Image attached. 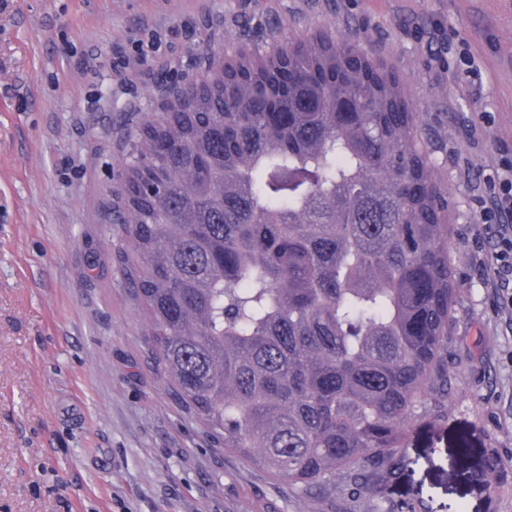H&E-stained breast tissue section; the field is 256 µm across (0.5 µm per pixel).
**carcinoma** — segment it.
Wrapping results in <instances>:
<instances>
[{
  "mask_svg": "<svg viewBox=\"0 0 512 512\" xmlns=\"http://www.w3.org/2000/svg\"><path fill=\"white\" fill-rule=\"evenodd\" d=\"M123 203L159 364L225 448L313 497L446 421L447 202L358 48L212 59L132 132Z\"/></svg>",
  "mask_w": 512,
  "mask_h": 512,
  "instance_id": "1",
  "label": "carcinoma"
}]
</instances>
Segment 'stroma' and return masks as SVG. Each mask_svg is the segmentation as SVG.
<instances>
[{"instance_id":"obj_1","label":"stroma","mask_w":512,"mask_h":512,"mask_svg":"<svg viewBox=\"0 0 512 512\" xmlns=\"http://www.w3.org/2000/svg\"><path fill=\"white\" fill-rule=\"evenodd\" d=\"M394 74L448 200V422L380 493L301 494L221 447L153 353L124 161L143 113L297 40ZM512 155V0H0V512H512V278L480 218Z\"/></svg>"}]
</instances>
